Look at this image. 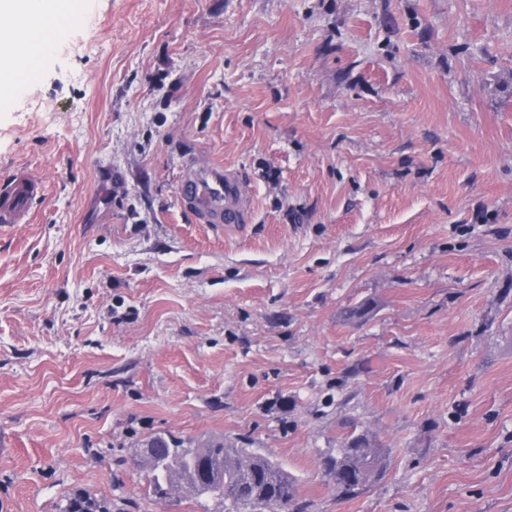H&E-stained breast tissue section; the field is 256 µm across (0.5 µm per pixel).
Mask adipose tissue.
I'll use <instances>...</instances> for the list:
<instances>
[{
  "mask_svg": "<svg viewBox=\"0 0 512 512\" xmlns=\"http://www.w3.org/2000/svg\"><path fill=\"white\" fill-rule=\"evenodd\" d=\"M47 0H0V90H8L13 76L24 66L34 62L39 54L30 29L12 25L18 16L45 15Z\"/></svg>",
  "mask_w": 512,
  "mask_h": 512,
  "instance_id": "obj_1",
  "label": "adipose tissue"
}]
</instances>
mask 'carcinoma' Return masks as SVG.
<instances>
[{
  "mask_svg": "<svg viewBox=\"0 0 512 512\" xmlns=\"http://www.w3.org/2000/svg\"><path fill=\"white\" fill-rule=\"evenodd\" d=\"M389 450L365 433L350 434L339 457L326 461V471L346 498L358 496L383 472ZM159 497L180 494L215 500L226 512H301L294 483L270 458L247 448H226L221 440L202 446L169 434H154L137 455ZM64 512H112L108 501L92 498Z\"/></svg>",
  "mask_w": 512,
  "mask_h": 512,
  "instance_id": "carcinoma-1",
  "label": "carcinoma"
}]
</instances>
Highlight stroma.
<instances>
[{"label": "stroma", "instance_id": "1", "mask_svg": "<svg viewBox=\"0 0 512 512\" xmlns=\"http://www.w3.org/2000/svg\"><path fill=\"white\" fill-rule=\"evenodd\" d=\"M64 7L0 95V181L43 182L0 224V512H221L149 494L155 433L269 457L306 512H512V0ZM189 162L249 222L180 201ZM354 431L390 454L345 499ZM178 191L180 199L192 205L205 224L218 228L222 224L245 223L253 208V200L244 193L238 174L223 165L188 164Z\"/></svg>", "mask_w": 512, "mask_h": 512}]
</instances>
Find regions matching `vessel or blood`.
Here are the masks:
<instances>
[{"label": "vessel or blood", "mask_w": 512, "mask_h": 512, "mask_svg": "<svg viewBox=\"0 0 512 512\" xmlns=\"http://www.w3.org/2000/svg\"><path fill=\"white\" fill-rule=\"evenodd\" d=\"M78 19L75 13L61 14L52 28L40 32L39 46L50 45ZM42 189V183L25 172L0 184V224L25 223L30 204ZM179 196L202 215L205 223L218 227L245 223L253 208V200L244 193L238 174L214 163L204 167L188 164L179 184Z\"/></svg>", "instance_id": "b4317fda"}]
</instances>
